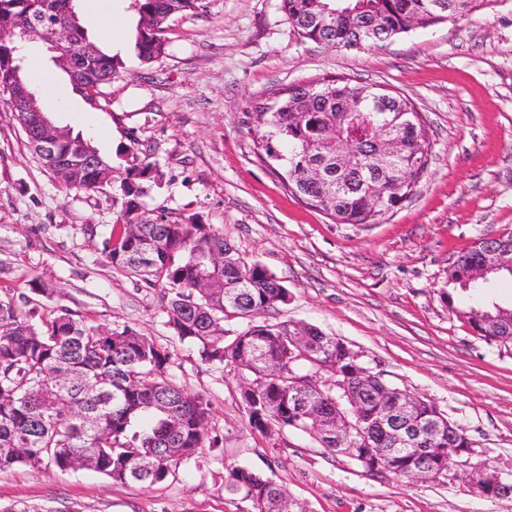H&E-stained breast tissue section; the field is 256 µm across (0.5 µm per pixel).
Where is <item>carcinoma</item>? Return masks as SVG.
Wrapping results in <instances>:
<instances>
[{
    "label": "carcinoma",
    "mask_w": 512,
    "mask_h": 512,
    "mask_svg": "<svg viewBox=\"0 0 512 512\" xmlns=\"http://www.w3.org/2000/svg\"><path fill=\"white\" fill-rule=\"evenodd\" d=\"M62 13L75 16L77 27L60 56L74 55L87 39V32L74 7V0H56ZM474 0H361L365 11L349 21L338 18L327 27L317 16L324 8H335L334 0H280V9L297 34L329 47L375 46L412 30L441 3L446 12L436 22L453 20L469 12ZM177 15L195 14L204 0H134L138 14L133 51L143 64H150L165 50L164 34L169 8ZM0 19L46 28L38 17V0H0ZM122 59L99 50L98 69L115 80ZM83 97L96 100L102 85L96 76L70 81ZM362 101L364 111H342L341 96ZM389 116L397 132L404 134L413 121V134L405 144L401 163L412 170L407 184L392 178L391 168L380 160L381 145L374 132L378 120ZM247 132L255 157L279 178L283 188L305 200L340 224H377L393 211L377 205L369 194V183L386 182L392 198L410 197L428 167L431 151L429 131L421 113L406 97L373 86L349 83L336 89L332 76L303 80L273 88L251 103L246 113ZM353 140L354 151L336 155V143ZM126 152L134 164L127 167L116 185L115 223L103 242L102 255L112 266L159 287L166 298L167 326L180 342L198 347L207 363L228 362L254 375L258 392L245 398L254 426L295 427L296 414L282 400L292 381L311 382L314 373L329 387L313 396L321 408L336 396V382L352 390L362 382L372 387L365 402L364 420H374L409 398V394L387 384L362 366L338 338L304 325V338L292 339L288 322H268L262 315L288 303V289L259 263L242 260L224 235L208 224L154 220L144 215L142 198L157 179L148 155L138 156V142L130 140ZM320 167L322 178L309 181L302 165ZM65 188L95 192L98 180L60 169L53 172ZM511 233L483 237L459 255L448 268V285L464 289L463 276L480 263L483 252ZM469 304L457 310L473 331L486 340L512 342L508 329L492 331L484 315L512 308L483 305L484 286L471 285ZM28 309L14 298L0 299V472L17 465L48 463L61 471L83 448H94L98 464L93 471L120 483L154 485L166 481L179 466L204 446L210 404L190 395L169 378L171 356L152 337L125 326H88L66 308L48 316L39 314V304L24 297ZM247 320V327L230 342L224 341V319ZM258 356L277 360L285 377L274 380L261 375L254 364ZM54 371L70 372L74 381L64 388L48 382ZM437 408L416 399L414 422L425 427L435 420ZM393 442L377 438L360 448L355 461L370 468L379 466L393 476L406 478L419 462L440 466L451 453H465L476 442L454 422L448 434L404 453H393ZM151 456L156 469L140 477L131 476L134 461ZM277 484L242 466L227 470L224 489L245 492L254 512H278Z\"/></svg>",
    "instance_id": "carcinoma-1"
}]
</instances>
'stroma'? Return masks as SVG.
<instances>
[{"mask_svg":"<svg viewBox=\"0 0 512 512\" xmlns=\"http://www.w3.org/2000/svg\"><path fill=\"white\" fill-rule=\"evenodd\" d=\"M133 0L81 11L89 38L104 15L125 21L113 50L121 79L98 102L56 80L73 111L38 102L57 126L111 157L136 138L161 175L143 202L169 220L195 216L288 289L267 321L307 322L342 340L386 383L432 402L477 443L471 462L512 474V343L473 333L443 300L448 268L483 235L512 231V0H480L467 15L376 46L330 48L301 38L280 0H206L175 18L165 53L145 65L130 51ZM340 76L402 93L426 118L427 172L376 224H338L286 192L252 152L250 103L279 85ZM112 189L61 187L0 104V297L51 285L41 314L59 307L97 326H130L166 347L171 380L211 405L216 447L197 449L152 486L91 471L19 466L0 473V507L46 512H253L224 489L242 465L285 488L304 512H512V495L474 492L462 467L413 481L367 473L292 428L257 429L243 390L251 377L203 361L167 324L159 288L107 263Z\"/></svg>","mask_w":512,"mask_h":512,"instance_id":"stroma-1","label":"stroma"}]
</instances>
